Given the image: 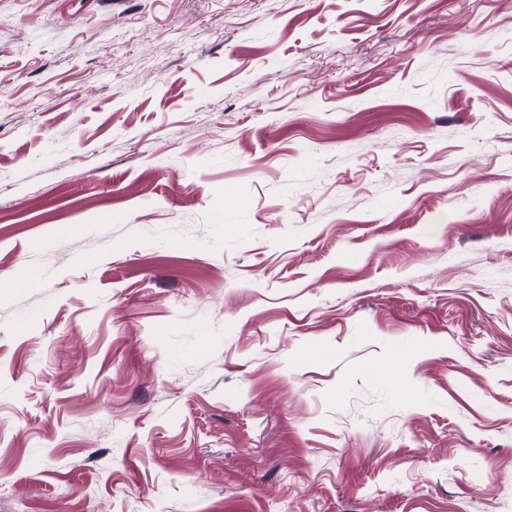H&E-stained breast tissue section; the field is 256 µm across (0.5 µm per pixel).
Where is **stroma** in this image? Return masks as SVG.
Instances as JSON below:
<instances>
[{"label":"stroma","instance_id":"stroma-1","mask_svg":"<svg viewBox=\"0 0 512 512\" xmlns=\"http://www.w3.org/2000/svg\"><path fill=\"white\" fill-rule=\"evenodd\" d=\"M0 512H512V0H0Z\"/></svg>","mask_w":512,"mask_h":512}]
</instances>
